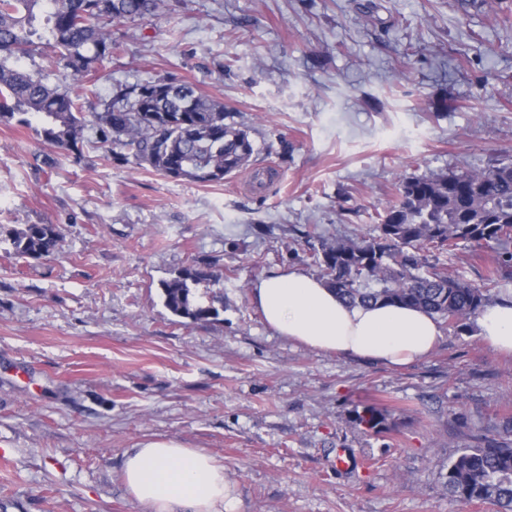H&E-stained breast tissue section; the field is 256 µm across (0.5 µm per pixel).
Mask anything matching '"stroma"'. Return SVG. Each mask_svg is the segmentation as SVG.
<instances>
[{
	"label": "stroma",
	"instance_id": "1",
	"mask_svg": "<svg viewBox=\"0 0 512 512\" xmlns=\"http://www.w3.org/2000/svg\"><path fill=\"white\" fill-rule=\"evenodd\" d=\"M112 37L97 79L53 83L95 112L116 85L175 74L257 153L201 186L0 126V234L63 235L51 259L0 243V512H140L122 454L165 439L222 462L238 512H495L441 475L512 423V354L471 324L401 367L314 350L267 327L251 289L317 275L308 225L366 234L405 177L512 160V0H166ZM428 257L477 285L493 262L468 244ZM201 259L224 305L196 323L162 285ZM370 404L393 432L354 427Z\"/></svg>",
	"mask_w": 512,
	"mask_h": 512
}]
</instances>
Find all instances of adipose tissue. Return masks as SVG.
<instances>
[{
  "mask_svg": "<svg viewBox=\"0 0 512 512\" xmlns=\"http://www.w3.org/2000/svg\"><path fill=\"white\" fill-rule=\"evenodd\" d=\"M253 301L278 334L309 348L391 366L428 355L442 332L438 321L410 307L350 305L320 279L291 269L261 278ZM480 338L512 353V297L476 318ZM122 473L142 512H238L224 466L209 452L178 440H146L123 454Z\"/></svg>",
  "mask_w": 512,
  "mask_h": 512,
  "instance_id": "1",
  "label": "adipose tissue"
}]
</instances>
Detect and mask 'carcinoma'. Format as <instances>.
<instances>
[{
    "label": "carcinoma",
    "instance_id": "1",
    "mask_svg": "<svg viewBox=\"0 0 512 512\" xmlns=\"http://www.w3.org/2000/svg\"><path fill=\"white\" fill-rule=\"evenodd\" d=\"M164 6V0H0V122L31 130L60 153L77 154L92 142L116 162L199 185L248 167L256 152L248 131L223 102L183 80L149 77L119 85L90 119L78 97L50 83L59 69L94 77L119 48L112 24L142 20ZM37 51L45 65L22 68V59ZM9 237L16 253L34 259L55 256L61 242L53 224H28ZM461 243L496 252L488 283L512 278V162L406 177L375 234L321 240L312 259L325 285L347 303L389 302L464 325L489 303V289L425 255L431 247L452 251ZM219 279L204 260L183 268L162 284L164 307L193 322L217 317V296L206 300L197 289ZM352 422L374 435L394 430L387 409L374 405L353 410ZM442 479L456 501L512 512V441L478 438Z\"/></svg>",
    "mask_w": 512,
    "mask_h": 512
}]
</instances>
